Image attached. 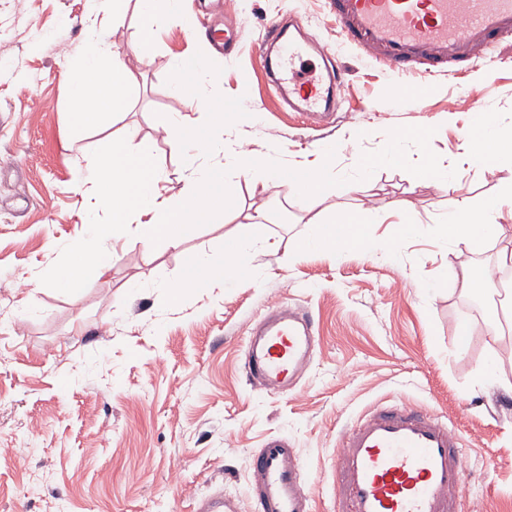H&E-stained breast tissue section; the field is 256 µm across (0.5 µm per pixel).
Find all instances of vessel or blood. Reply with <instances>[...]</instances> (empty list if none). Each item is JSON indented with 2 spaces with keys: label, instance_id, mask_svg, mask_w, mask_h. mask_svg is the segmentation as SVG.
I'll return each mask as SVG.
<instances>
[{
  "label": "vessel or blood",
  "instance_id": "b4317fda",
  "mask_svg": "<svg viewBox=\"0 0 512 512\" xmlns=\"http://www.w3.org/2000/svg\"><path fill=\"white\" fill-rule=\"evenodd\" d=\"M344 45L403 76L455 68L512 37V0H329ZM323 65L309 67L311 57ZM269 84L289 110L320 124L344 101L342 66L300 21L271 19L261 45ZM318 330L309 310L272 306L245 341L248 381L272 393L294 388L311 363ZM459 439L446 422L399 404L379 405L341 431L333 456L342 512H460L465 480ZM249 504L215 493L192 512H313L296 449L273 439L256 450Z\"/></svg>",
  "mask_w": 512,
  "mask_h": 512
}]
</instances>
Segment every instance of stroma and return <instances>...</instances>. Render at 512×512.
Segmentation results:
<instances>
[{
    "mask_svg": "<svg viewBox=\"0 0 512 512\" xmlns=\"http://www.w3.org/2000/svg\"><path fill=\"white\" fill-rule=\"evenodd\" d=\"M101 2L0 0V512H190L216 492L245 501L252 455L272 438L287 440L313 474L314 512H336L338 433L365 409L393 402L439 415L459 436L464 512H512V392L503 388L512 382V330L495 341L486 330L489 316L512 321V285L488 283L477 309L458 276L461 266L481 269L512 247V215L499 217V239L478 251L436 232L397 238L400 222L439 224L458 202L480 206L512 182L511 166L489 172L459 159L477 99L487 100L500 132H512V40L464 72L410 75L407 86L429 90L421 101L346 49L345 101L313 129L281 107L259 43L270 18L292 15L335 46L325 0H223L244 27L228 57L209 47L208 0H178L174 17L157 0L149 34L129 0L105 40L135 74L137 91L76 138L73 66L85 48L83 19ZM146 34L151 45L137 55ZM203 44L214 72L210 96L239 103L225 115V131L241 130L243 151L255 156L278 147L293 158L339 144L329 187L314 201L281 189L260 194L227 167L223 212L181 248L149 251L132 238L79 295L52 287L95 204L73 185L127 128L162 170L165 195L185 193L162 123L181 113L213 125L212 112L170 86L172 61ZM422 127L432 131L423 144L411 137ZM393 137L402 161L362 174V157ZM426 154L447 164V187L421 179ZM357 210L368 219L360 248L340 257L299 249L311 225L338 224ZM244 224L255 227L250 279L172 299L184 253L220 254ZM268 240L276 250L264 249ZM280 302L314 313L320 345L300 387L272 394L248 383L243 350L249 329ZM463 322L470 333L460 350ZM492 357L500 382L479 385L477 372Z\"/></svg>",
    "mask_w": 512,
    "mask_h": 512,
    "instance_id": "stroma-1",
    "label": "stroma"
}]
</instances>
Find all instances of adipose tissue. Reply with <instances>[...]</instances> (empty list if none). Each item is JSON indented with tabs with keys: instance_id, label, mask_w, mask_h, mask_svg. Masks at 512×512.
Segmentation results:
<instances>
[{
	"instance_id": "obj_1",
	"label": "adipose tissue",
	"mask_w": 512,
	"mask_h": 512,
	"mask_svg": "<svg viewBox=\"0 0 512 512\" xmlns=\"http://www.w3.org/2000/svg\"><path fill=\"white\" fill-rule=\"evenodd\" d=\"M103 25V19L95 10L84 20L88 35L86 64L72 88L74 112L81 125L99 117L108 118L121 110L137 88L136 77L125 62L107 55L102 39ZM171 83L175 92L189 93L201 103H208L207 65L203 56L174 61ZM167 128L185 172L186 198L176 200L161 192L162 171L151 164L144 153L133 150L137 132L127 129L122 139L108 143L104 153L89 164L86 177L75 185L77 191L98 194L109 214L108 221L92 225L94 236L102 239L103 245L92 250L86 238L73 240L69 249L71 261L58 271L56 287L78 294L87 278L106 275L112 265L115 244L131 237L149 248H178L183 237L193 233L197 224L223 202L220 195L222 161L202 163L200 151L214 149L232 159L242 174L251 177L254 190L265 193L281 188L282 183L275 176L276 171L284 167L278 149H269L257 160L242 151L236 141L224 138L212 141L210 130L188 118L168 119ZM466 143L468 154L487 171L512 164V137L499 132L493 114H484L482 123L471 127ZM506 206L512 208V184L503 187L480 207L460 203L449 213L443 230L449 239L465 243L471 250H480L497 238L500 229L497 218ZM363 221L362 214L356 213L337 225H314L299 247L303 250L329 247L343 252L363 243L360 229ZM251 230V225L246 224L236 234L225 237L222 258L205 253L187 254L181 288L198 290L216 284L235 285L236 271L250 268L253 262L248 240Z\"/></svg>"
}]
</instances>
